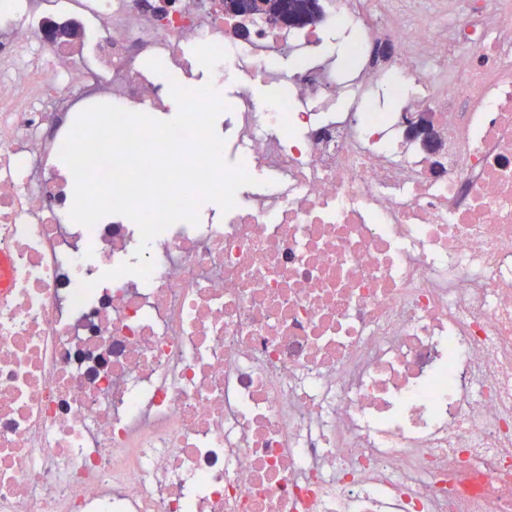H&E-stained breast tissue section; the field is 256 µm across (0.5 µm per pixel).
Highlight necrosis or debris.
<instances>
[{
    "label": "necrosis or debris",
    "mask_w": 512,
    "mask_h": 512,
    "mask_svg": "<svg viewBox=\"0 0 512 512\" xmlns=\"http://www.w3.org/2000/svg\"><path fill=\"white\" fill-rule=\"evenodd\" d=\"M52 19L86 50L0 0V512H512V0H322L245 41L222 0ZM190 41L238 86L254 182L156 236L150 279H104L139 229L74 223L56 159L95 103L166 110L145 62L189 85ZM288 53L285 101L256 99ZM423 112L436 159L402 136Z\"/></svg>",
    "instance_id": "4bbe7bcc"
}]
</instances>
